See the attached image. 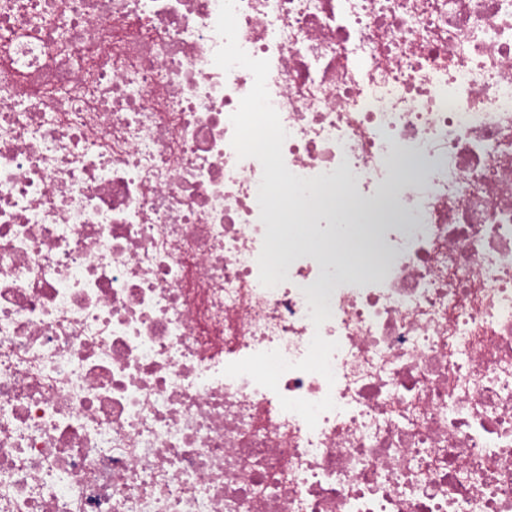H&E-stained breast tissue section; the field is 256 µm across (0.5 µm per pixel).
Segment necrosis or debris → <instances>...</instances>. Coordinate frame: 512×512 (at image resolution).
Listing matches in <instances>:
<instances>
[{
  "mask_svg": "<svg viewBox=\"0 0 512 512\" xmlns=\"http://www.w3.org/2000/svg\"><path fill=\"white\" fill-rule=\"evenodd\" d=\"M0 512H512V0H0Z\"/></svg>",
  "mask_w": 512,
  "mask_h": 512,
  "instance_id": "necrosis-or-debris-1",
  "label": "necrosis or debris"
}]
</instances>
